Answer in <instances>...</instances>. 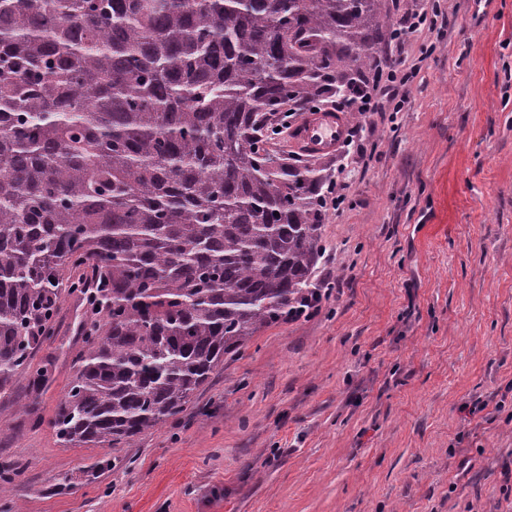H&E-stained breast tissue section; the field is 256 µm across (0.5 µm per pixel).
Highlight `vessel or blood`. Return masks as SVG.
Instances as JSON below:
<instances>
[{
    "instance_id": "1",
    "label": "vessel or blood",
    "mask_w": 512,
    "mask_h": 512,
    "mask_svg": "<svg viewBox=\"0 0 512 512\" xmlns=\"http://www.w3.org/2000/svg\"><path fill=\"white\" fill-rule=\"evenodd\" d=\"M347 130L343 114L332 110L302 113L289 127L290 148L299 154L331 156L336 153Z\"/></svg>"
}]
</instances>
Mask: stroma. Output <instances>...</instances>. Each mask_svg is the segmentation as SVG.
I'll return each mask as SVG.
<instances>
[{"label": "stroma", "instance_id": "35a3bbf8", "mask_svg": "<svg viewBox=\"0 0 512 512\" xmlns=\"http://www.w3.org/2000/svg\"><path fill=\"white\" fill-rule=\"evenodd\" d=\"M400 112L310 163L345 183L320 310L256 333L178 419L121 448L52 425L85 349L67 296L0 394L16 512H512V0H440ZM98 480L83 477L101 457Z\"/></svg>", "mask_w": 512, "mask_h": 512}]
</instances>
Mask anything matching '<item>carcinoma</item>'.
Wrapping results in <instances>:
<instances>
[{"label":"carcinoma","instance_id":"carcinoma-1","mask_svg":"<svg viewBox=\"0 0 512 512\" xmlns=\"http://www.w3.org/2000/svg\"><path fill=\"white\" fill-rule=\"evenodd\" d=\"M386 0H0V394L53 337L65 289L96 318L52 424L116 448L183 413L224 355L299 314L321 171L264 127L348 95Z\"/></svg>","mask_w":512,"mask_h":512}]
</instances>
